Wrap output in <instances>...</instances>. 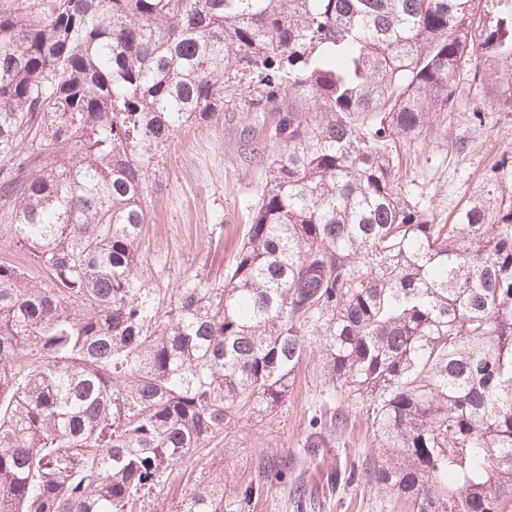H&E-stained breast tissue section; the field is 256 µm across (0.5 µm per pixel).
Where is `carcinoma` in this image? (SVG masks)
<instances>
[{"mask_svg":"<svg viewBox=\"0 0 512 512\" xmlns=\"http://www.w3.org/2000/svg\"><path fill=\"white\" fill-rule=\"evenodd\" d=\"M306 94L224 282L147 287L153 152ZM512 112V0H4L0 4V512H139L142 497L288 400L310 352L333 391L305 448L362 413L373 451L328 485L413 512L512 502V160L439 224L396 142L460 84ZM37 143L24 145L27 135ZM258 457L180 512H246L282 484Z\"/></svg>","mask_w":512,"mask_h":512,"instance_id":"carcinoma-1","label":"carcinoma"}]
</instances>
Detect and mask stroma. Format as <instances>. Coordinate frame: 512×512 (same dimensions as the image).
I'll use <instances>...</instances> for the list:
<instances>
[{
    "label": "stroma",
    "mask_w": 512,
    "mask_h": 512,
    "mask_svg": "<svg viewBox=\"0 0 512 512\" xmlns=\"http://www.w3.org/2000/svg\"><path fill=\"white\" fill-rule=\"evenodd\" d=\"M294 104L308 110L310 102L286 95L276 108H264L239 91L225 98L223 119L180 128L156 155L149 178L152 220L140 248L150 287L220 283L265 188L268 168L285 150L273 135L278 113ZM306 118L316 115L308 110ZM398 150L405 187L443 223L458 204L483 192L491 165L512 157V112L498 111L465 89L454 112L400 141ZM319 370L318 357H310L280 409L260 423L240 416L223 454L190 461L185 472L171 475L143 498L141 512H178L199 482L218 474L227 491H235L261 454L293 456L288 480L320 501L319 512H408L404 501L378 490H350L341 501L330 491L331 470L370 454L372 438L363 425H354L336 447L302 453L325 387Z\"/></svg>",
    "instance_id": "stroma-1"
}]
</instances>
